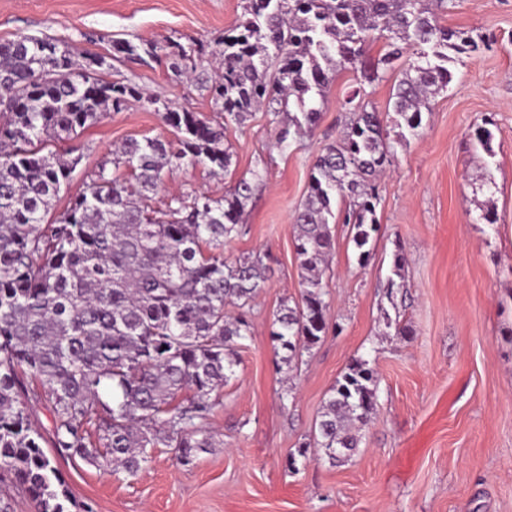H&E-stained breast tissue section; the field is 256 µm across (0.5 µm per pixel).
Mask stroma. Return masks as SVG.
<instances>
[{"instance_id":"stroma-1","label":"stroma","mask_w":512,"mask_h":512,"mask_svg":"<svg viewBox=\"0 0 512 512\" xmlns=\"http://www.w3.org/2000/svg\"><path fill=\"white\" fill-rule=\"evenodd\" d=\"M241 12V0H0V41L53 38L78 62L100 58L107 80L145 94L80 133V160L56 211L124 141L175 140L149 98L212 113L207 87L218 58L203 55L193 75L177 77L162 56L115 61L113 40L211 47ZM441 23L492 42L454 57L452 80L424 114L421 135L397 147L379 181L380 230L366 265L348 227L333 224L323 284L334 327L292 375L276 366L271 330L281 301L300 297L293 217L317 154L343 128L342 103L359 73L335 75L319 124L288 149L276 144V117L259 110L244 125L225 127L234 154L228 173L185 164L165 177L152 207L192 191L223 197L261 170L245 208L246 233L224 255L269 254L271 276L214 412L216 448L190 466L178 464L172 449H152L135 478L59 458L78 503L93 512H512V0H458ZM406 65L401 58L388 66L368 97L392 139L400 132L392 88ZM487 118L494 122L490 156L471 137ZM490 178L495 188L486 187ZM489 209L496 223L482 220ZM398 251L403 280L393 289ZM398 323L411 335H397ZM359 358L377 371L379 406L356 453L336 466L289 465L330 388Z\"/></svg>"}]
</instances>
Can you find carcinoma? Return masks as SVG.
Returning <instances> with one entry per match:
<instances>
[{"label":"carcinoma","instance_id":"cac0c4a2","mask_svg":"<svg viewBox=\"0 0 512 512\" xmlns=\"http://www.w3.org/2000/svg\"><path fill=\"white\" fill-rule=\"evenodd\" d=\"M242 2L213 51L221 71L209 86L210 102L225 121L242 125L262 106L284 114L277 144L286 147L318 124L316 98L338 71L358 68L365 79L346 97L349 121L316 157L294 216L300 300L280 303L271 332L277 366L290 372L329 329L323 271L335 249L329 217L336 200L345 202L359 262L370 258L378 231L374 180L394 158L395 143L381 114L367 109L365 84L412 50L391 99L414 136L432 95L452 80L448 51L474 52L479 44L471 32L440 24L456 0ZM379 41L386 52L372 61L367 49ZM168 48L176 74L193 73L204 53L200 44L171 41ZM113 49L127 58L157 55L153 43L123 40ZM99 65L96 58L76 63L50 38L0 42V478L10 477L37 512H70L71 499L28 402L49 409L51 447L92 466L135 477L158 447L193 464L216 447L210 421L251 334L247 313L270 273L266 254L224 258V245L243 232L261 171L222 198L194 193L150 207L178 164L203 163L219 173L233 156L224 124L159 98L148 103L176 130V142L125 141L47 220L79 162L77 146L60 152L48 143L72 142L143 98L133 84L96 76ZM491 125L487 119L472 134L490 157ZM109 164L129 177L112 175ZM229 305L237 315L226 314ZM377 407L375 370L357 359L331 387L299 456L308 458L312 448L332 464L344 462Z\"/></svg>","mask_w":512,"mask_h":512}]
</instances>
